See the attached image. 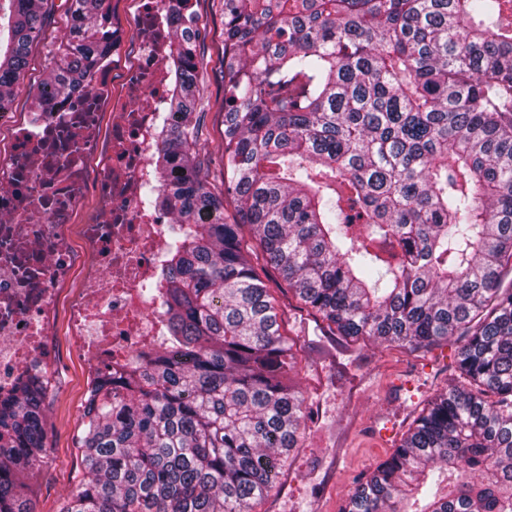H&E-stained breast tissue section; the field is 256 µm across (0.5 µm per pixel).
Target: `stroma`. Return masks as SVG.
Wrapping results in <instances>:
<instances>
[{"mask_svg":"<svg viewBox=\"0 0 512 512\" xmlns=\"http://www.w3.org/2000/svg\"><path fill=\"white\" fill-rule=\"evenodd\" d=\"M55 2L43 38L31 49L28 75L15 89L10 110L18 120L31 111V97L47 74L51 53L68 31L64 0ZM109 7L115 24L127 30L119 48L124 62L112 71V89L119 93L138 42L130 29L137 0H110ZM274 297L300 358L288 383L303 394L314 415L301 447L290 453L276 488L256 512H342L357 481L391 455L424 401L454 378L458 341L452 337L411 352L331 336L291 292L278 290ZM51 341L59 372L44 403L47 455L28 479L33 512H62L84 478L78 438L90 377L73 349L66 319H59Z\"/></svg>","mask_w":512,"mask_h":512,"instance_id":"obj_1","label":"stroma"}]
</instances>
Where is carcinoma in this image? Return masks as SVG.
Instances as JSON below:
<instances>
[{"label":"carcinoma","mask_w":512,"mask_h":512,"mask_svg":"<svg viewBox=\"0 0 512 512\" xmlns=\"http://www.w3.org/2000/svg\"><path fill=\"white\" fill-rule=\"evenodd\" d=\"M0 112L51 0H10ZM168 109L146 194L172 215L167 334L91 381L88 475L63 512H254L300 447L309 408L271 294L278 276L343 336L409 351L462 340L463 382L434 395L344 512H512V0H162ZM68 34L35 94L92 90L107 0H66ZM224 96L221 186L198 113ZM237 219H225L227 207ZM30 383L0 403V512H32L47 448ZM199 17H200V25L205 26L208 29L216 30V42L213 43L208 40L206 49L213 54L214 58L217 57V53L221 52V42L219 40V35L224 28V18L215 10L212 1H200L198 3Z\"/></svg>","instance_id":"obj_1"}]
</instances>
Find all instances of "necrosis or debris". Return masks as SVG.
Masks as SVG:
<instances>
[{
	"instance_id": "necrosis-or-debris-1",
	"label": "necrosis or debris",
	"mask_w": 512,
	"mask_h": 512,
	"mask_svg": "<svg viewBox=\"0 0 512 512\" xmlns=\"http://www.w3.org/2000/svg\"><path fill=\"white\" fill-rule=\"evenodd\" d=\"M142 30L134 74L123 95L112 90L116 44L99 60L92 92L51 96L47 108L13 123L0 150V400L30 379L51 380L58 358L49 338L60 292L74 291L67 321L89 373L131 358L166 333L156 285L166 226L145 197L153 178L150 151L160 123L170 49L160 0H138ZM112 116L101 142L99 119ZM96 216L75 218L87 197Z\"/></svg>"
}]
</instances>
